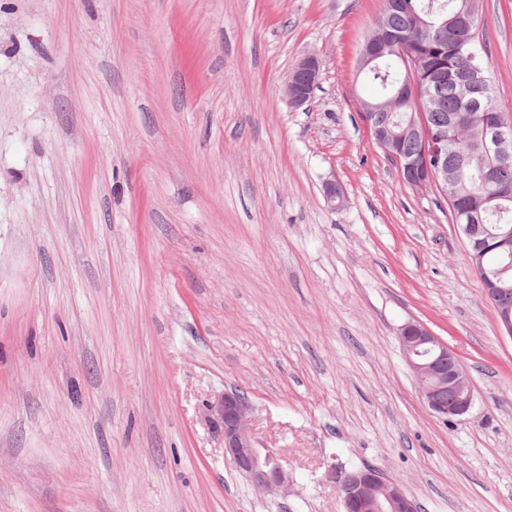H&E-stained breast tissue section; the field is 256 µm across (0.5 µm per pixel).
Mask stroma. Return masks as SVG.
Masks as SVG:
<instances>
[{
	"mask_svg": "<svg viewBox=\"0 0 512 512\" xmlns=\"http://www.w3.org/2000/svg\"><path fill=\"white\" fill-rule=\"evenodd\" d=\"M382 7L0 0V512H343L335 471L364 466L420 512H512V338L360 112ZM482 18L512 117V0ZM412 320L467 369L465 415L421 399ZM230 390L292 495L225 459ZM322 62L312 53L302 56L292 68L285 83L288 104L299 108L308 103L322 79Z\"/></svg>",
	"mask_w": 512,
	"mask_h": 512,
	"instance_id": "1",
	"label": "stroma"
}]
</instances>
